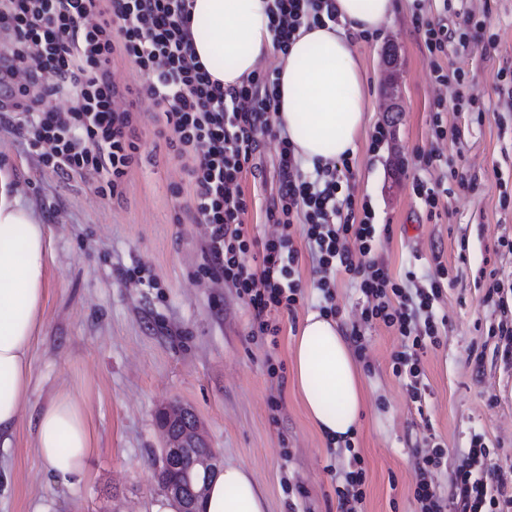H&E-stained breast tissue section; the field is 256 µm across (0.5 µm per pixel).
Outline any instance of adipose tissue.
Here are the masks:
<instances>
[{
    "label": "adipose tissue",
    "mask_w": 512,
    "mask_h": 512,
    "mask_svg": "<svg viewBox=\"0 0 512 512\" xmlns=\"http://www.w3.org/2000/svg\"><path fill=\"white\" fill-rule=\"evenodd\" d=\"M273 0H190L194 53L212 79L236 86L276 55L269 27ZM336 22L301 27L278 57L279 98L274 124L307 163L354 150L368 96L356 39L379 33L396 0H332ZM50 246L35 211L21 203L9 166H0V447L7 449L22 418L32 381L31 345L42 324L50 285ZM295 384L308 418L325 437L353 435L364 407L361 373L334 319L309 312L295 337ZM36 451L49 474L80 482L93 439L79 402L51 399L36 419ZM201 512H268L252 473L225 466L212 479Z\"/></svg>",
    "instance_id": "1"
}]
</instances>
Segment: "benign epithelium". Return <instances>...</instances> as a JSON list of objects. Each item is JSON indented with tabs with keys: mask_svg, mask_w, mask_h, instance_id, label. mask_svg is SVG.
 I'll list each match as a JSON object with an SVG mask.
<instances>
[{
	"mask_svg": "<svg viewBox=\"0 0 512 512\" xmlns=\"http://www.w3.org/2000/svg\"><path fill=\"white\" fill-rule=\"evenodd\" d=\"M159 427L165 442L158 470L168 471L170 461H180V471L168 477L161 492L179 504V512H199L198 503L207 492L210 478L224 468L222 455L211 447L202 424L188 407L169 405L160 409Z\"/></svg>",
	"mask_w": 512,
	"mask_h": 512,
	"instance_id": "obj_1",
	"label": "benign epithelium"
}]
</instances>
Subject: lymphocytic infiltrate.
<instances>
[{
    "label": "lymphocytic infiltrate",
    "instance_id": "obj_1",
    "mask_svg": "<svg viewBox=\"0 0 512 512\" xmlns=\"http://www.w3.org/2000/svg\"><path fill=\"white\" fill-rule=\"evenodd\" d=\"M427 0H413L415 26L428 52L437 84H454L452 101L432 105V134L448 136L447 112L469 108L463 89L469 73L448 54L465 52L472 12L454 10L446 0L444 15H431ZM454 20H447V12ZM331 0H274L270 29L280 51H287L298 29L334 19ZM188 0H0V29L13 39L0 53L7 75L23 73L21 96L41 101L75 92L66 110L24 113L15 121L30 147L56 175L80 178L114 205L125 201L124 184L140 159L139 127L142 100L154 101L153 121L167 148L185 162L193 194L185 208L206 225L207 273L236 288L253 312L252 333L277 345L279 317L295 312L302 297L299 259L309 252L321 294L323 316L337 317L336 275L346 274L365 299L361 325L349 335L356 354H363L362 325L378 324L401 338L392 355V371L407 378L410 398L420 401L424 376L421 357L440 343L441 321L434 304L443 295L448 268L435 261L426 279L415 271L394 274L371 259L374 212L369 201H356L350 191L354 176L349 155L314 166L305 176L288 139H281L278 167L283 179L279 204L269 217L283 231L260 238L246 228L245 218L256 201L241 179L259 138L269 131L267 115L277 104L278 83L267 72H254L236 87L212 81L196 61L190 42ZM147 74L133 87L117 80L115 57ZM122 109H114V101ZM302 224L304 248L295 245L291 228ZM485 300L498 312L487 329L497 340L502 361L512 363V280L490 270ZM445 457L441 447L422 457L415 476L414 498L419 512H512V476L490 461L483 436H473L442 494L431 475ZM366 474L359 455H352L337 487L340 512H360Z\"/></svg>",
    "mask_w": 512,
    "mask_h": 512
}]
</instances>
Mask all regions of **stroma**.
Returning a JSON list of instances; mask_svg holds the SVG:
<instances>
[{
    "label": "stroma",
    "instance_id": "obj_1",
    "mask_svg": "<svg viewBox=\"0 0 512 512\" xmlns=\"http://www.w3.org/2000/svg\"><path fill=\"white\" fill-rule=\"evenodd\" d=\"M484 18L469 30V50L458 62L470 73L466 92L485 112L446 115L455 139L430 131L435 99L453 88L434 81L427 50L414 23L413 0L380 35L358 39L357 51L370 86L369 127L357 139L350 187L375 212L371 259L394 273L424 272L433 251L452 267L453 278L435 305L446 319L441 344L421 359L423 405L392 372L399 342L384 327L365 330L361 374L365 406L352 448L329 446L308 420L296 393L291 349L308 312L318 310L312 263L301 256L303 298L294 314L281 315L277 346L252 338L251 312L234 288L206 274V227L183 209L189 193L182 164L153 148L151 101L142 104V157L128 177L126 208L112 207L88 185L62 180L44 167L18 131L0 124V159L12 162L22 201L45 223L51 242L50 288L44 323L32 347V384L11 448L0 451L9 482L0 486V512H150L160 496L154 463L162 445L161 407H191L225 463L248 467L264 488L269 512H338L337 479L358 453L366 470L363 512H416L415 474L430 438L445 450L433 473L441 492L470 445L484 435L493 463L512 469V368L494 353L483 323L495 314L484 301L483 268L512 277V117L497 94L501 68L512 69V0H466ZM495 45H488L489 35ZM401 82V109L384 111L387 59ZM391 123L392 137L370 147V128ZM280 132L262 136L253 167L242 179L256 205L247 217L251 233L278 236L281 225L266 211L278 199ZM440 153L464 169L470 187L455 190L448 209L429 214L412 190L413 177L436 178L418 152ZM148 269L151 282L131 278ZM483 352L482 368L469 356ZM284 367L269 376L267 359ZM68 394L82 406L94 450L81 483L52 480L35 449V418L53 397ZM282 401L272 414L271 398Z\"/></svg>",
    "mask_w": 512,
    "mask_h": 512
}]
</instances>
